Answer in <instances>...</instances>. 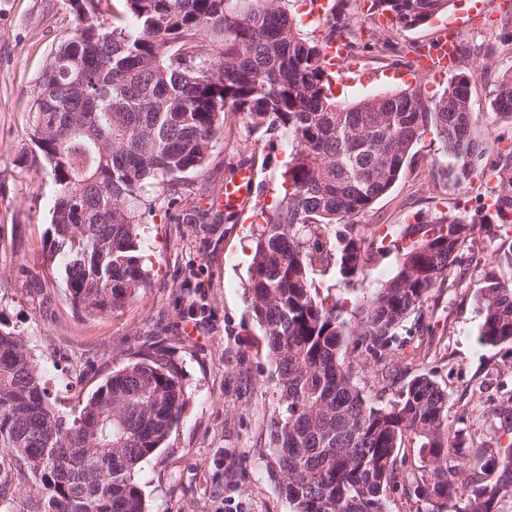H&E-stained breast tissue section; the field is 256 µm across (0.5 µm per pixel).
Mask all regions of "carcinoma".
Masks as SVG:
<instances>
[{
    "mask_svg": "<svg viewBox=\"0 0 512 512\" xmlns=\"http://www.w3.org/2000/svg\"><path fill=\"white\" fill-rule=\"evenodd\" d=\"M122 2L110 15L109 0H68L73 27L51 50L30 110L31 140L56 185L43 262L62 271L73 308L104 314L145 287L141 225L159 204L209 194L211 143L226 113L255 132L281 131L288 163L274 204L259 211L246 291L274 362L266 467L290 512H390L398 486L437 512H499L512 498V442L463 439L448 422L447 392L426 374L387 404L370 403L341 351L353 337L385 361L401 323L449 287L474 226L512 231V151L490 168L493 206L406 225L396 273L354 311L326 303L311 277L332 260L343 278L358 273L376 237L353 218L414 169L429 132L448 155V180L481 171L471 71L457 65L437 96L419 84L344 101L322 58L333 36L393 52V34L428 24L453 0H342L318 37L301 33L290 0ZM384 14L395 27L375 23ZM490 110L512 123V68ZM332 224L345 231L329 236ZM476 303L480 341L512 342V280L486 273ZM182 380L165 349L139 351L66 420L23 341L0 330V512L21 491L27 512H146L135 474L178 424ZM406 439L423 449L427 472L397 463Z\"/></svg>",
    "mask_w": 512,
    "mask_h": 512,
    "instance_id": "carcinoma-1",
    "label": "carcinoma"
}]
</instances>
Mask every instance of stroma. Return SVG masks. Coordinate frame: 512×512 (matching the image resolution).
Returning <instances> with one entry per match:
<instances>
[{"label": "stroma", "instance_id": "1", "mask_svg": "<svg viewBox=\"0 0 512 512\" xmlns=\"http://www.w3.org/2000/svg\"><path fill=\"white\" fill-rule=\"evenodd\" d=\"M503 2L456 0L442 17L397 34L398 52L377 58L359 51L356 72L336 85V94L352 101L405 87L404 75L415 67L414 46L435 42L445 25L465 23L462 63L475 75L477 132L487 144L486 162L500 160L501 150H512V123L492 113L489 100L512 57L496 61L484 49L500 44L505 33L498 20ZM71 26L66 0H0V328L24 341L55 410L69 419L130 354L161 346L181 363L189 403L168 447L136 475L150 512H289L266 470L267 416L277 396L244 294L253 206L275 199L288 155L285 139L252 132L244 115L226 114L224 132L213 141L209 182L220 189L243 160L252 159L251 204L208 224L158 214L145 226L141 255L149 276L141 293L103 315L76 311L61 282L41 266L55 186L29 128L34 89L51 49ZM419 149L415 169L354 219L388 236V243L348 284L336 264H316L312 278L321 295L355 308L396 273L400 254L393 242L405 225L461 210L471 215L489 197L493 182L483 174L463 186L449 183L448 157L435 135H426ZM510 251L512 232L476 225L450 286L432 290L423 316L403 322L386 363L347 342L354 382L368 400L388 399L382 371L400 385L425 374L447 391L448 418L463 420L467 436L512 441V418L502 417L503 410L512 411V343L479 342L476 306L485 271L512 277V266L501 260ZM197 283L202 292L194 291ZM193 304L202 311L192 321L187 311Z\"/></svg>", "mask_w": 512, "mask_h": 512}]
</instances>
